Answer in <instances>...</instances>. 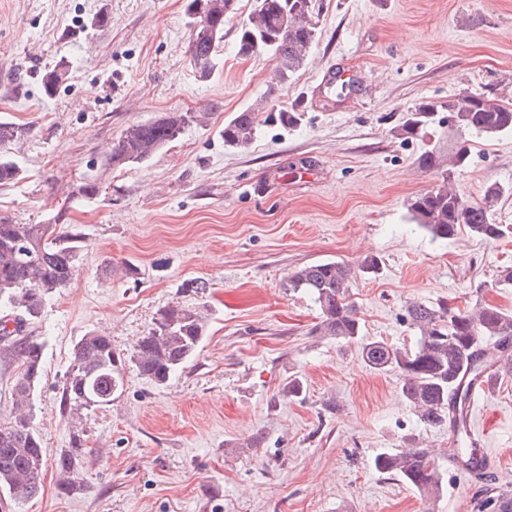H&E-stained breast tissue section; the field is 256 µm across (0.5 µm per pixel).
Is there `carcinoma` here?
<instances>
[{"label": "carcinoma", "instance_id": "cac0c4a2", "mask_svg": "<svg viewBox=\"0 0 512 512\" xmlns=\"http://www.w3.org/2000/svg\"><path fill=\"white\" fill-rule=\"evenodd\" d=\"M188 10L192 12L190 61L198 77L206 80L224 44V22L237 13L238 0H190ZM313 14V0H255L247 20L238 28V53L270 54L275 61V78L288 82L315 41ZM68 78L69 70L61 64L45 71L41 77L45 93H53ZM436 112L448 113V127L459 137H493L512 131V103L482 92L422 103L394 134L404 138L417 134ZM195 121L193 112H169L156 120L134 122L112 144L107 163L115 169L146 161ZM257 125L258 113H237L224 123V145L248 146ZM23 132L12 122H0V185L20 179L21 169L12 159L9 145ZM467 160L468 150L458 145L446 165L434 150L420 158L423 168L435 170L438 183L411 199L408 211L411 221L435 241H448L464 228L486 239L512 233L511 226L495 224L491 218L495 204L504 193H512V188L490 183L478 201L466 199L453 188L456 170ZM80 239V233L65 231L57 223L19 224L0 217V360L21 368L11 389V414L0 420V492L17 504L38 494L44 466L42 439L32 426L33 396L43 374V344L24 332L41 316L46 298L71 284ZM22 245L40 253L41 258L32 263L23 259L18 251ZM378 270L374 258L356 267L327 260L294 271L288 285L308 293L318 306L321 320L313 333L358 341L362 339L361 323L355 306L348 301V288L357 276ZM406 320L418 332L412 344L366 341L361 343V357L373 370L397 372L400 395L418 421L429 428L448 427V461L463 463L475 451L464 416L470 389L512 365V311L479 298L463 308L417 301L407 307ZM205 331L202 311L173 302L157 311L152 327L138 338L128 361L141 376L164 385L197 355ZM123 387L122 359L112 347V337L86 333L73 346L61 385L60 411L70 424L69 447L61 450L57 459L61 490H72V473L85 453L84 419L112 405ZM92 389L110 398L92 404L87 401ZM372 467L426 496L437 497L442 492L440 464L417 446L414 437L405 438L400 450L375 455Z\"/></svg>", "mask_w": 512, "mask_h": 512}]
</instances>
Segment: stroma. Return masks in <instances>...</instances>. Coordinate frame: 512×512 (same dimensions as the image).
Here are the masks:
<instances>
[{"label": "stroma", "instance_id": "35a3bbf8", "mask_svg": "<svg viewBox=\"0 0 512 512\" xmlns=\"http://www.w3.org/2000/svg\"><path fill=\"white\" fill-rule=\"evenodd\" d=\"M187 3L0 0V120L25 129L11 147L23 174L0 186V216H59L82 235L72 283L31 329L44 345L33 420L42 488L22 504L0 500V512H456L488 485L511 490L512 371L472 421L489 432L497 474L485 483L447 467L443 493L426 497L371 461L411 434L445 458L447 428L423 427L397 373L371 370L358 344L315 335L319 310L288 277L376 257L379 274L349 288L369 340L412 342L404 315L415 301L512 310V288L497 284L512 236L435 241L408 219L409 200L437 182L419 157L447 147V125L393 134L423 102L491 88L512 102V0H315L316 40L285 84L269 54L237 53L252 0H238L211 76L198 79ZM60 62L69 79L46 95L41 76ZM341 67L359 82L347 94L319 83ZM245 110L261 118L254 140L225 146V121ZM168 112L209 118L146 162L106 166L128 125ZM466 145L461 194L512 189V133ZM89 178L100 191L87 198L78 187ZM190 280L206 292L187 290ZM172 302L206 315L201 351L164 386L125 366L120 397L86 420L87 454L61 491L60 387L74 343L97 330L130 353ZM295 377L299 399L283 394Z\"/></svg>", "mask_w": 512, "mask_h": 512}]
</instances>
